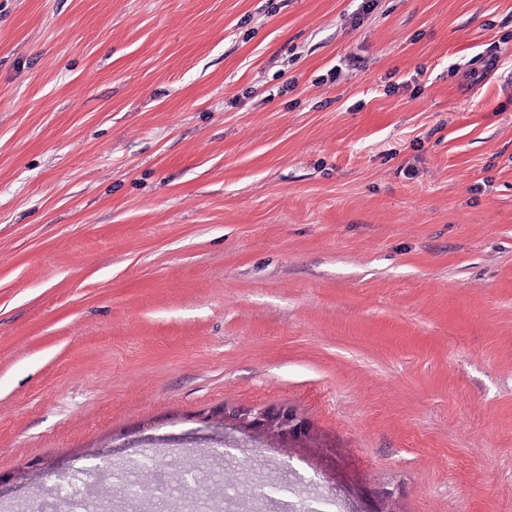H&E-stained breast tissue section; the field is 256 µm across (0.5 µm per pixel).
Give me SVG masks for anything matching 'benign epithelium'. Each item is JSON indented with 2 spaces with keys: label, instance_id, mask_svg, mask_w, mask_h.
<instances>
[{
  "label": "benign epithelium",
  "instance_id": "1",
  "mask_svg": "<svg viewBox=\"0 0 512 512\" xmlns=\"http://www.w3.org/2000/svg\"><path fill=\"white\" fill-rule=\"evenodd\" d=\"M217 419L220 425H229L243 433L262 432L284 440L310 435L308 422L286 406H267L257 410L226 409Z\"/></svg>",
  "mask_w": 512,
  "mask_h": 512
}]
</instances>
